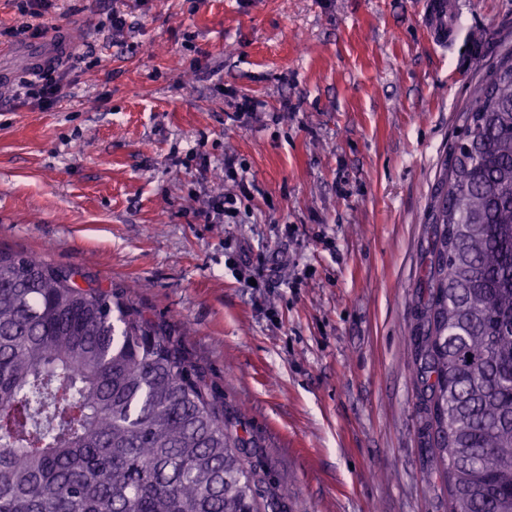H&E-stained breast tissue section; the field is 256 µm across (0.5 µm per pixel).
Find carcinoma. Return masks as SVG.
I'll use <instances>...</instances> for the list:
<instances>
[{
  "instance_id": "cac0c4a2",
  "label": "carcinoma",
  "mask_w": 512,
  "mask_h": 512,
  "mask_svg": "<svg viewBox=\"0 0 512 512\" xmlns=\"http://www.w3.org/2000/svg\"><path fill=\"white\" fill-rule=\"evenodd\" d=\"M448 147L419 336L449 512H512V54ZM0 248V512H260L185 335Z\"/></svg>"
}]
</instances>
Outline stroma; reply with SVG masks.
<instances>
[{"mask_svg":"<svg viewBox=\"0 0 512 512\" xmlns=\"http://www.w3.org/2000/svg\"><path fill=\"white\" fill-rule=\"evenodd\" d=\"M431 3L50 0L67 84L43 108L0 0V247L188 326L287 512H448L415 364L429 210L512 0H447L445 43ZM228 156L250 194L210 224Z\"/></svg>","mask_w":512,"mask_h":512,"instance_id":"35a3bbf8","label":"stroma"}]
</instances>
